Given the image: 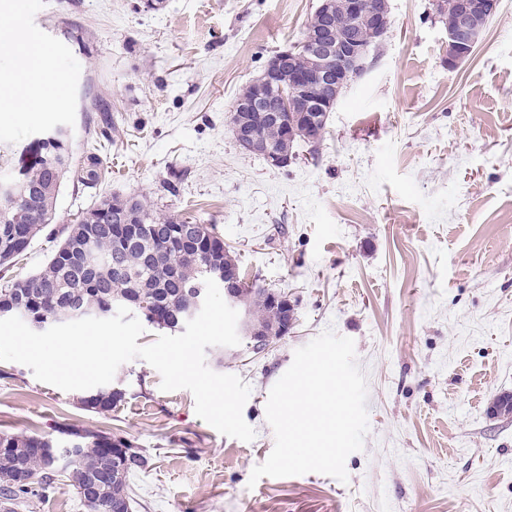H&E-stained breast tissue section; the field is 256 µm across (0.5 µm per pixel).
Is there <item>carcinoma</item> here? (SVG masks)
<instances>
[{
  "instance_id": "cac0c4a2",
  "label": "carcinoma",
  "mask_w": 512,
  "mask_h": 512,
  "mask_svg": "<svg viewBox=\"0 0 512 512\" xmlns=\"http://www.w3.org/2000/svg\"><path fill=\"white\" fill-rule=\"evenodd\" d=\"M72 170V155L64 142L38 145L33 160L23 166L21 178L32 189L18 201H0V265L20 255L52 220L63 180ZM105 174L98 156L81 163L77 182L85 189L96 188ZM91 211L112 218L125 216L140 229L136 237L120 232V225H71L44 265L33 275L0 288V303L13 308L16 316L45 327L84 318L114 315L126 307L134 316L156 329L176 331L186 314L197 306L205 289L204 279H216L214 270L238 265L224 253V241L206 224L196 225L197 246L173 251L167 247L171 231L180 223L174 216L153 215L145 201L135 197L100 200ZM119 256L125 271L114 275L111 264ZM270 292L257 284H242L239 301L250 308L252 323L270 331L253 346L258 353L273 337L283 320V310L270 301ZM121 385L100 387L93 396H82L88 411L105 414L124 400ZM64 439L35 433H0V505L6 512L18 507L31 509L35 500L54 491L59 477L71 464L72 481L84 493L80 500L88 512H133L135 493L129 480L148 464L140 453L127 460L114 448L122 437L103 430L70 426ZM54 448L59 463L49 464L33 452Z\"/></svg>"
}]
</instances>
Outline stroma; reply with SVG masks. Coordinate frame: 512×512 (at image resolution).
I'll list each match as a JSON object with an SVG mask.
<instances>
[{
	"instance_id": "1",
	"label": "stroma",
	"mask_w": 512,
	"mask_h": 512,
	"mask_svg": "<svg viewBox=\"0 0 512 512\" xmlns=\"http://www.w3.org/2000/svg\"><path fill=\"white\" fill-rule=\"evenodd\" d=\"M318 0H0V74L26 90L12 29L50 55L49 109L0 108V177L45 129L72 130L75 162L96 154L97 188L65 178L47 232L6 279L34 274L56 233L100 199L141 195L160 216L214 226L247 283L287 295L288 336L255 354L206 350L250 388L256 437L218 433L185 389L136 359L114 377L124 400L102 417L80 394L0 362V432L57 436L105 427L142 448L135 512H512V0H500L471 57L444 65L433 0H389L392 25L343 90L318 145L284 168L230 131L241 89L303 36ZM73 38H65L64 29ZM110 106L109 139L90 97ZM352 338L368 382L369 430L347 481L252 469L274 446L265 407L294 352L325 330Z\"/></svg>"
}]
</instances>
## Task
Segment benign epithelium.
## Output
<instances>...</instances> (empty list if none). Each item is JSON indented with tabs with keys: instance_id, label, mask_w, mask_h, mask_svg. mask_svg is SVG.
<instances>
[{
	"instance_id": "1",
	"label": "benign epithelium",
	"mask_w": 512,
	"mask_h": 512,
	"mask_svg": "<svg viewBox=\"0 0 512 512\" xmlns=\"http://www.w3.org/2000/svg\"><path fill=\"white\" fill-rule=\"evenodd\" d=\"M499 5L500 0H435L436 10L451 9L458 19L456 28L448 30V66L453 67L471 55ZM337 7L342 8L349 22L347 35L341 38L336 36L334 21ZM318 10L324 19L319 30L269 59L254 81L256 95L235 103L240 120L232 125V134L245 151H253L261 143L258 122L274 126L285 140L294 138L303 128L310 141L316 142L319 112H326L333 105L328 92L340 91L343 71L357 68L367 52L359 31L369 28L383 38L391 26L388 0H343L340 4L320 0ZM300 57L307 58L310 66L296 67L295 61ZM262 155L274 167L290 162L273 142L264 143ZM217 277L224 278L225 302L237 305V289L242 285L238 270L226 268Z\"/></svg>"
}]
</instances>
